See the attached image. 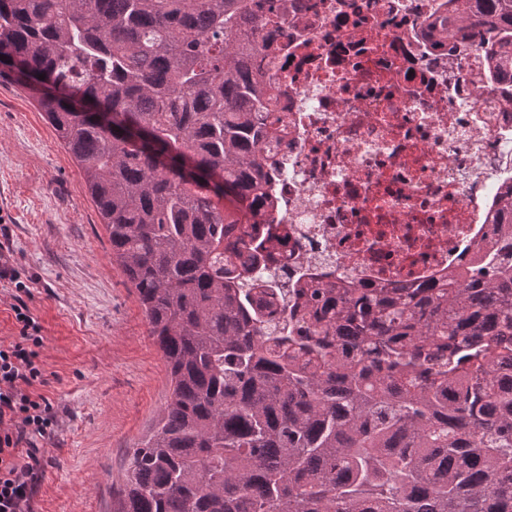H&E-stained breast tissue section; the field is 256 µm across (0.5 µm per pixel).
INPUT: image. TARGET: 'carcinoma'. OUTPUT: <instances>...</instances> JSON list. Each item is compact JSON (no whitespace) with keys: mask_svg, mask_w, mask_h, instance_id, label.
<instances>
[{"mask_svg":"<svg viewBox=\"0 0 512 512\" xmlns=\"http://www.w3.org/2000/svg\"><path fill=\"white\" fill-rule=\"evenodd\" d=\"M447 2L436 44L512 87V0ZM284 11L0 0V78L82 169L169 371L112 512H512V193L495 246L431 282L279 287L252 63Z\"/></svg>","mask_w":512,"mask_h":512,"instance_id":"obj_1","label":"carcinoma"}]
</instances>
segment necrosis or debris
Here are the masks:
<instances>
[{
  "label": "necrosis or debris",
  "mask_w": 512,
  "mask_h": 512,
  "mask_svg": "<svg viewBox=\"0 0 512 512\" xmlns=\"http://www.w3.org/2000/svg\"><path fill=\"white\" fill-rule=\"evenodd\" d=\"M261 63L283 128L265 152L281 280L418 284L493 241L512 189V94L480 49L425 29L445 0H290Z\"/></svg>",
  "instance_id": "1"
}]
</instances>
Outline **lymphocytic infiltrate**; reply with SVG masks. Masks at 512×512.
I'll return each instance as SVG.
<instances>
[{"label": "lymphocytic infiltrate", "mask_w": 512, "mask_h": 512, "mask_svg": "<svg viewBox=\"0 0 512 512\" xmlns=\"http://www.w3.org/2000/svg\"><path fill=\"white\" fill-rule=\"evenodd\" d=\"M31 283L10 254L0 251V287L12 300L19 327L12 341H0V512H35L44 446L58 428L52 402L34 390L44 378L40 355L45 337L27 303Z\"/></svg>", "instance_id": "obj_1"}]
</instances>
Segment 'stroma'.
I'll return each instance as SVG.
<instances>
[{"mask_svg": "<svg viewBox=\"0 0 512 512\" xmlns=\"http://www.w3.org/2000/svg\"><path fill=\"white\" fill-rule=\"evenodd\" d=\"M0 246L34 276L28 305L46 336L39 390L59 426L37 512H111L132 448L171 384L135 289L79 167L22 87L0 79Z\"/></svg>", "mask_w": 512, "mask_h": 512, "instance_id": "35a3bbf8", "label": "stroma"}]
</instances>
